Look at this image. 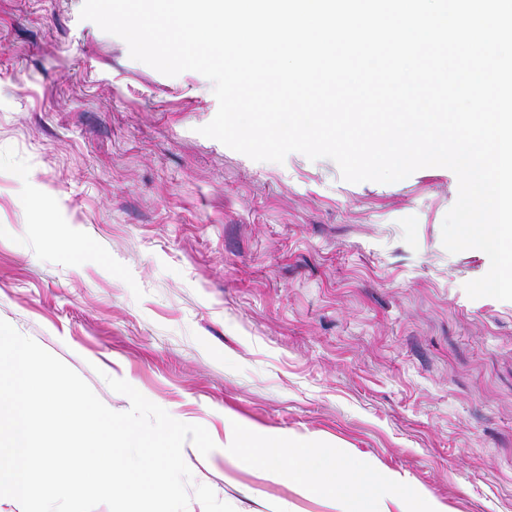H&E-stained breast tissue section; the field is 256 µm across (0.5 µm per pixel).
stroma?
<instances>
[{
    "label": "stroma",
    "instance_id": "35a3bbf8",
    "mask_svg": "<svg viewBox=\"0 0 512 512\" xmlns=\"http://www.w3.org/2000/svg\"><path fill=\"white\" fill-rule=\"evenodd\" d=\"M83 2L0 0V319L111 410L112 377L204 426L184 460L235 512H336L225 454L236 422L425 512H512V301L469 298L490 260L442 244L455 174L254 161L200 134L207 78L132 59Z\"/></svg>",
    "mask_w": 512,
    "mask_h": 512
}]
</instances>
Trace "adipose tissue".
<instances>
[{
  "instance_id": "1",
  "label": "adipose tissue",
  "mask_w": 512,
  "mask_h": 512,
  "mask_svg": "<svg viewBox=\"0 0 512 512\" xmlns=\"http://www.w3.org/2000/svg\"><path fill=\"white\" fill-rule=\"evenodd\" d=\"M228 438L242 464L271 472L287 469L295 483L337 502L340 512H385L387 502H400L406 497L402 479L376 486L354 459L333 454L314 459L300 444L260 436L245 425H233Z\"/></svg>"
}]
</instances>
